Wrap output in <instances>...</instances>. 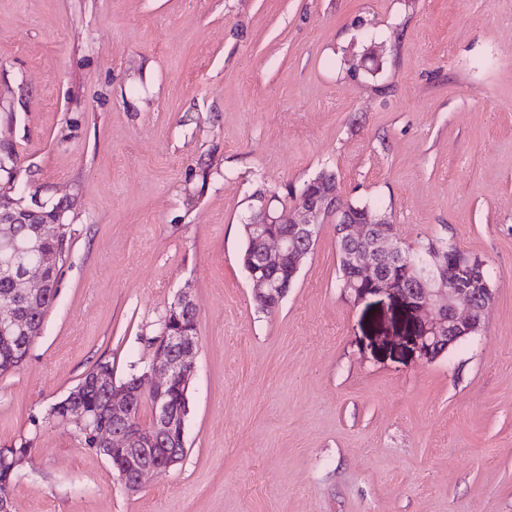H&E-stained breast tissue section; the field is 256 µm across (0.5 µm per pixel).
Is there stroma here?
<instances>
[{"label":"stroma","mask_w":512,"mask_h":512,"mask_svg":"<svg viewBox=\"0 0 512 512\" xmlns=\"http://www.w3.org/2000/svg\"><path fill=\"white\" fill-rule=\"evenodd\" d=\"M324 170L485 260L478 334L430 361L402 303L347 300L330 219L258 308L249 197ZM0 204L69 239L0 376V448H33L13 512H512V0H0ZM184 290L185 456L132 495L50 408L145 371ZM197 308L188 291H183L176 303L167 311V319L172 324H183V321L196 320Z\"/></svg>","instance_id":"1"}]
</instances>
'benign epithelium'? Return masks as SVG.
Returning a JSON list of instances; mask_svg holds the SVG:
<instances>
[{"label": "benign epithelium", "instance_id": "7a95c632", "mask_svg": "<svg viewBox=\"0 0 512 512\" xmlns=\"http://www.w3.org/2000/svg\"><path fill=\"white\" fill-rule=\"evenodd\" d=\"M329 214L340 216L338 236L348 246L344 296L359 303L370 296L386 294L410 307L417 320L415 336L422 357L436 358L450 347L479 332L493 300L486 263L477 256H465L443 264V256L430 250L423 258L397 244L395 225L383 219L360 220L350 214L336 189L321 179L300 192L296 204L279 210L274 195L262 191L252 198L248 233L258 247L251 260L249 280L256 303L266 310L276 309L287 297L288 288L307 258L318 224ZM39 224L41 237H53L57 223L38 222L33 214L0 210V261L12 246L11 225ZM54 255L45 256L39 266L22 268L17 278L33 302L52 287ZM466 307L460 314L457 304ZM173 324L197 319V308L189 292H182L167 311ZM0 335L28 336L30 324L14 304L0 302ZM199 342L188 329H167L157 343L149 370L137 377V387L118 388L110 379L99 380L109 397L112 427L100 428L89 413L67 394L56 402L60 419L76 423L82 431H93L98 452L113 462L127 492L142 490L159 473L181 461L180 449L172 436L184 435V410L170 396L172 383L189 388L196 365ZM150 393L155 399V418L149 426L133 419L137 396Z\"/></svg>", "mask_w": 512, "mask_h": 512}]
</instances>
